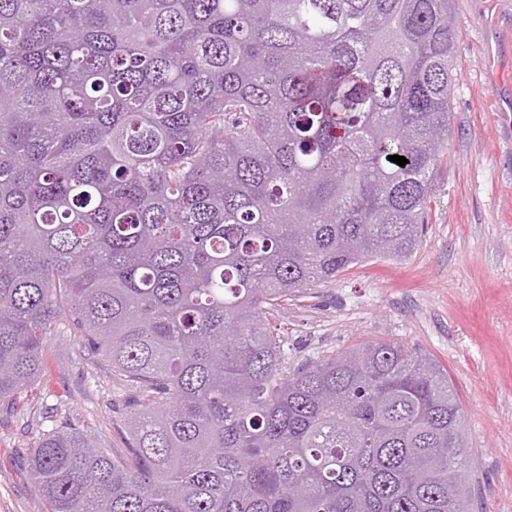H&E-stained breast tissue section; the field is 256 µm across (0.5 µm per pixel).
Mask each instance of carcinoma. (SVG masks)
I'll return each instance as SVG.
<instances>
[{
	"label": "carcinoma",
	"instance_id": "1",
	"mask_svg": "<svg viewBox=\"0 0 512 512\" xmlns=\"http://www.w3.org/2000/svg\"><path fill=\"white\" fill-rule=\"evenodd\" d=\"M457 31L453 0H0V399L62 314L132 391L127 448L39 438L42 512H475L441 365L291 368L269 320L419 246Z\"/></svg>",
	"mask_w": 512,
	"mask_h": 512
}]
</instances>
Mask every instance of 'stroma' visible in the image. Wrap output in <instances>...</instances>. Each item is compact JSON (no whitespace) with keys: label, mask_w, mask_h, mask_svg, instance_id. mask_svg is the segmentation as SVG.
I'll return each instance as SVG.
<instances>
[{"label":"stroma","mask_w":512,"mask_h":512,"mask_svg":"<svg viewBox=\"0 0 512 512\" xmlns=\"http://www.w3.org/2000/svg\"><path fill=\"white\" fill-rule=\"evenodd\" d=\"M448 163L406 258L373 259L317 286L274 324L289 365L363 341H398L448 371L472 452L478 512H512V0H455ZM36 396L0 400V512H40L30 458L72 427L123 448L130 396L59 319Z\"/></svg>","instance_id":"1"}]
</instances>
